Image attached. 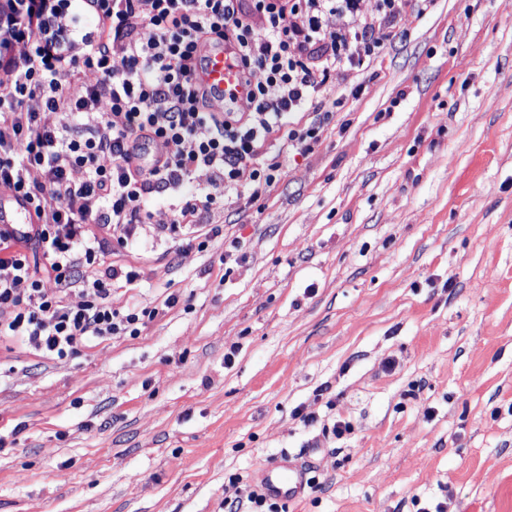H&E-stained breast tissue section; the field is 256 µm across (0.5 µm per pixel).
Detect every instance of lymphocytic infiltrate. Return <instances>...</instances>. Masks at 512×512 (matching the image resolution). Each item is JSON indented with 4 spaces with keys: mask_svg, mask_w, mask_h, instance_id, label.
Returning <instances> with one entry per match:
<instances>
[{
    "mask_svg": "<svg viewBox=\"0 0 512 512\" xmlns=\"http://www.w3.org/2000/svg\"><path fill=\"white\" fill-rule=\"evenodd\" d=\"M360 2L0 0V184L32 217L0 227V340L62 363L139 335L159 310L113 308L114 287L139 273L107 263L112 244L150 228L207 250L218 199L257 201L279 177L270 144L310 152L331 115L302 125L291 114L374 59L376 25L394 23L405 0H377L371 20ZM333 16L344 25L330 28ZM226 43L251 92L218 112L193 74L204 48ZM199 171L205 182L192 183ZM171 196V222L148 226V201Z\"/></svg>",
    "mask_w": 512,
    "mask_h": 512,
    "instance_id": "1",
    "label": "lymphocytic infiltrate"
}]
</instances>
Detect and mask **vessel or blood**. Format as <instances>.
<instances>
[{
  "label": "vessel or blood",
  "mask_w": 512,
  "mask_h": 512,
  "mask_svg": "<svg viewBox=\"0 0 512 512\" xmlns=\"http://www.w3.org/2000/svg\"><path fill=\"white\" fill-rule=\"evenodd\" d=\"M241 65L231 48L210 49L196 74L198 83L214 96L216 109L245 103L249 89L240 76ZM30 209L14 198H0V225L26 224ZM259 489L266 496L277 500H294L304 492L308 468L290 455L281 454L271 461L261 463L257 469Z\"/></svg>",
  "instance_id": "b4317fda"
}]
</instances>
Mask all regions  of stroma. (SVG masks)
Here are the masks:
<instances>
[{
    "instance_id": "35a3bbf8",
    "label": "stroma",
    "mask_w": 512,
    "mask_h": 512,
    "mask_svg": "<svg viewBox=\"0 0 512 512\" xmlns=\"http://www.w3.org/2000/svg\"><path fill=\"white\" fill-rule=\"evenodd\" d=\"M375 35L207 250L113 247V307L161 309L140 335L0 342V512H250L285 451L317 479L288 512H512V0Z\"/></svg>"
}]
</instances>
